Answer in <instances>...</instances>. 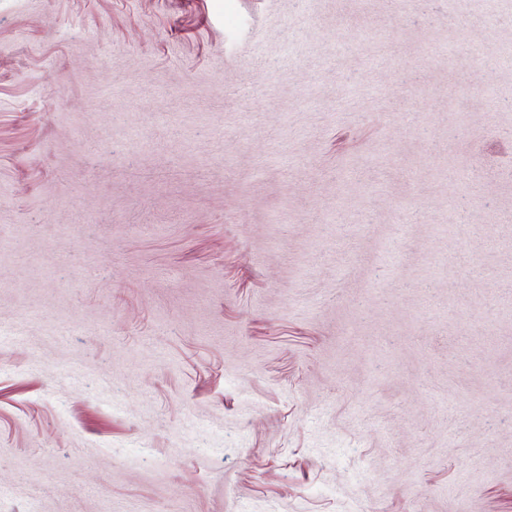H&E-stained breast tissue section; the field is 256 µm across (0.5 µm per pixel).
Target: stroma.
Listing matches in <instances>:
<instances>
[{
    "mask_svg": "<svg viewBox=\"0 0 512 512\" xmlns=\"http://www.w3.org/2000/svg\"><path fill=\"white\" fill-rule=\"evenodd\" d=\"M462 507L512 512V0H0V512Z\"/></svg>",
    "mask_w": 512,
    "mask_h": 512,
    "instance_id": "obj_1",
    "label": "stroma"
}]
</instances>
